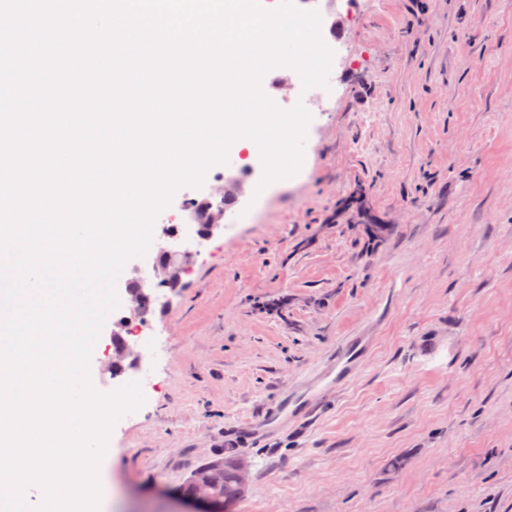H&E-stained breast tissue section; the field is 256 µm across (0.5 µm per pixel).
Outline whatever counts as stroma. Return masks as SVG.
Wrapping results in <instances>:
<instances>
[{"instance_id":"obj_1","label":"stroma","mask_w":512,"mask_h":512,"mask_svg":"<svg viewBox=\"0 0 512 512\" xmlns=\"http://www.w3.org/2000/svg\"><path fill=\"white\" fill-rule=\"evenodd\" d=\"M294 5L340 43L296 177L259 195L248 162L245 221L153 305L140 369L104 370L127 308L95 343L98 391L145 397L112 427L102 512H182L191 472L233 456L249 487L228 512H512V0ZM267 77L293 109L301 79ZM229 176L177 189L154 238ZM357 336L361 365L310 422L263 425L261 404Z\"/></svg>"}]
</instances>
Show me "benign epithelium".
<instances>
[{"mask_svg": "<svg viewBox=\"0 0 512 512\" xmlns=\"http://www.w3.org/2000/svg\"><path fill=\"white\" fill-rule=\"evenodd\" d=\"M189 224L184 232L200 240H209L224 230V211L215 207L208 195L202 194L192 202H182ZM195 253L181 247L179 230L166 227L156 248L145 256L142 265L135 267L134 276L126 286L130 313L136 314L141 298L146 293L167 290L178 294L185 287L184 275L194 263ZM194 491L186 497L189 512H221L223 505L212 495L208 469L200 468L193 474Z\"/></svg>", "mask_w": 512, "mask_h": 512, "instance_id": "obj_1", "label": "benign epithelium"}]
</instances>
